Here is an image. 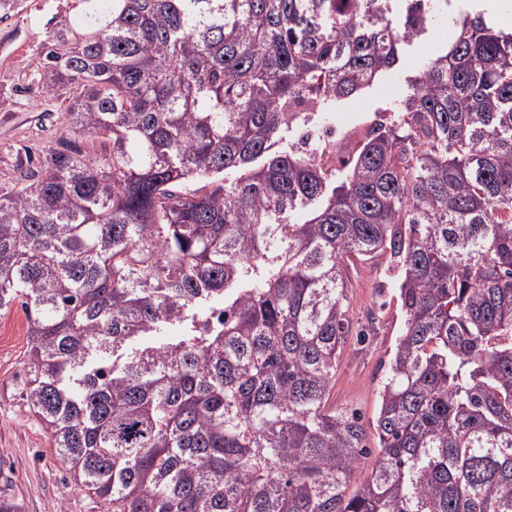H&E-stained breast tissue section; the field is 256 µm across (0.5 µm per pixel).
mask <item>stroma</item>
<instances>
[{"mask_svg": "<svg viewBox=\"0 0 512 512\" xmlns=\"http://www.w3.org/2000/svg\"><path fill=\"white\" fill-rule=\"evenodd\" d=\"M77 0H0V197H10L37 180L63 144L72 140L67 100L47 97L38 84L44 46L55 23L75 21ZM453 27L436 21L404 49L394 70L382 74L359 97L338 104L332 122L350 127L372 117L385 101L408 93L407 80L450 41ZM400 268L389 254L368 262L351 259L348 276V336L336 362L330 403L356 411L372 423L380 388L405 316L396 280ZM0 323V463L10 470L25 512H101L97 500L76 489L67 464L50 444L49 434L30 412L23 394L27 321L13 306ZM371 326L366 342L355 331Z\"/></svg>", "mask_w": 512, "mask_h": 512, "instance_id": "35a3bbf8", "label": "stroma"}]
</instances>
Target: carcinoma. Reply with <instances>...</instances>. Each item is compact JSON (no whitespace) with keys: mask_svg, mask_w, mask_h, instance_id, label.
Segmentation results:
<instances>
[{"mask_svg":"<svg viewBox=\"0 0 512 512\" xmlns=\"http://www.w3.org/2000/svg\"><path fill=\"white\" fill-rule=\"evenodd\" d=\"M79 2L39 82L106 155L69 143L0 200V311H25V399L77 489L103 512H512V33L465 13L338 167L318 120L448 0ZM386 252L405 321L352 490L346 269ZM0 512H24L1 463Z\"/></svg>","mask_w":512,"mask_h":512,"instance_id":"1","label":"carcinoma"}]
</instances>
